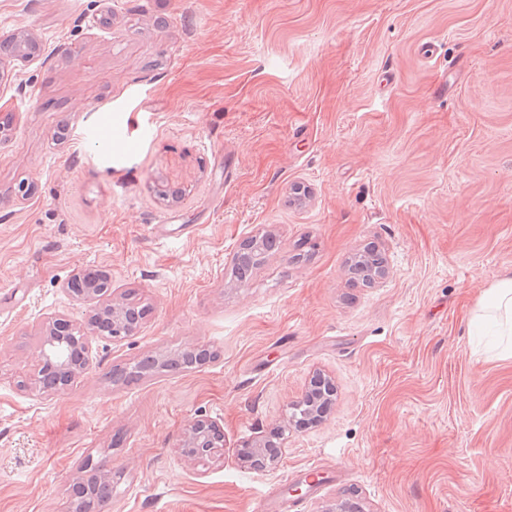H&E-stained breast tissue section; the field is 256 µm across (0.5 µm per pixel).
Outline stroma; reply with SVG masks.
<instances>
[{
    "instance_id": "obj_1",
    "label": "stroma",
    "mask_w": 512,
    "mask_h": 512,
    "mask_svg": "<svg viewBox=\"0 0 512 512\" xmlns=\"http://www.w3.org/2000/svg\"><path fill=\"white\" fill-rule=\"evenodd\" d=\"M21 32L43 57L0 67V512H72L89 461L100 512H512V359L468 325L512 276V0H0ZM90 268L149 312L44 394L43 327L86 323L65 286ZM196 345L217 359L108 379ZM319 373L327 418L243 461ZM199 417L221 456L181 454ZM266 250L268 249L263 247H249L245 250V243L242 245L235 256L232 268V274L237 281H245L249 278L252 268L254 269L257 266L260 256L264 255L263 253ZM283 431L278 432L274 437L259 435L246 444L249 450V458L256 466L266 467L276 464L283 454L284 443Z\"/></svg>"
}]
</instances>
